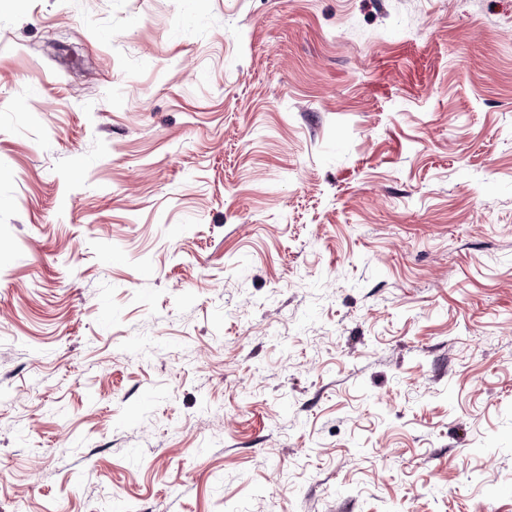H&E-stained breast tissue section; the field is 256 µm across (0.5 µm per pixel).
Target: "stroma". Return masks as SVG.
Segmentation results:
<instances>
[{"mask_svg":"<svg viewBox=\"0 0 512 512\" xmlns=\"http://www.w3.org/2000/svg\"><path fill=\"white\" fill-rule=\"evenodd\" d=\"M512 512V0H0V512Z\"/></svg>","mask_w":512,"mask_h":512,"instance_id":"35a3bbf8","label":"stroma"}]
</instances>
